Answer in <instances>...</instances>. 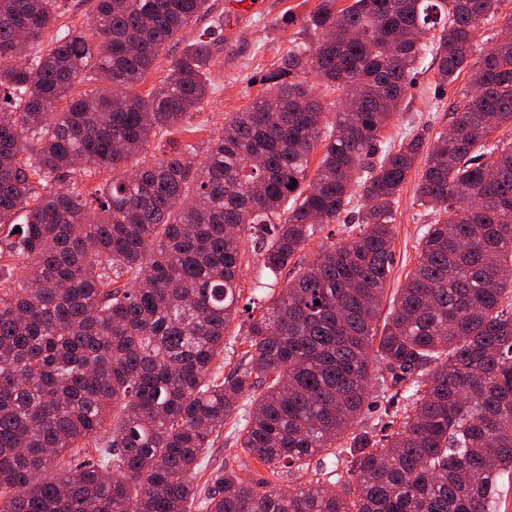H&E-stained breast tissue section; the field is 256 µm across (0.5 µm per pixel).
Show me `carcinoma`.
<instances>
[{"instance_id": "1", "label": "carcinoma", "mask_w": 512, "mask_h": 512, "mask_svg": "<svg viewBox=\"0 0 512 512\" xmlns=\"http://www.w3.org/2000/svg\"><path fill=\"white\" fill-rule=\"evenodd\" d=\"M90 2L94 25L44 49L61 0H0V227L15 236L0 260H26L0 288V512H192L199 457L245 395L237 442L273 478L343 439L351 459L288 489L216 471L205 512H492L512 471V145L487 138L512 125V26L470 59L501 0H318L313 46L288 52L203 162L190 143L140 155L193 131L206 41L135 87L208 0ZM428 53L439 85L465 72L474 94L426 157L417 196L437 219L378 335L393 206L423 138L376 141ZM309 72L355 96L329 125ZM104 173L93 192L76 180ZM338 221L358 233L252 302L243 356L212 369L246 241L278 276ZM372 379L405 413L378 441L350 431ZM90 446L97 461L75 463Z\"/></svg>"}]
</instances>
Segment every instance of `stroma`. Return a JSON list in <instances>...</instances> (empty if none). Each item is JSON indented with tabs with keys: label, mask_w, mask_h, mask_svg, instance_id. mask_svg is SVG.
<instances>
[{
	"label": "stroma",
	"mask_w": 512,
	"mask_h": 512,
	"mask_svg": "<svg viewBox=\"0 0 512 512\" xmlns=\"http://www.w3.org/2000/svg\"><path fill=\"white\" fill-rule=\"evenodd\" d=\"M226 0H209L207 12L181 36L168 43L145 80L138 86L147 94L164 80L171 62L178 58L188 43L200 33L208 35L212 58L211 91L196 113L193 123L199 131L192 137L198 148H205L211 137L224 131V120L233 113L247 109L265 91V75L272 72L289 48L311 45L312 36L304 27L305 17L314 10L317 0H259L257 11L250 17L224 24ZM459 78L449 86H439L432 60H425L395 116L382 130V146L397 144L404 136L420 133L425 143H432L438 134L450 127L448 106L466 86ZM420 171H413L401 189L394 207V264L386 282V290L377 315L378 324H385L393 298L402 288L419 254L418 244L434 213L420 206L415 199ZM231 469L247 483L257 480L264 470L238 448L234 434L224 431L202 456V469L197 485H205L211 473Z\"/></svg>",
	"instance_id": "1"
}]
</instances>
